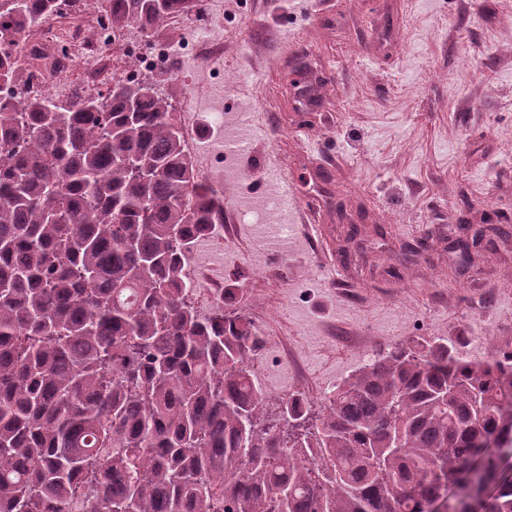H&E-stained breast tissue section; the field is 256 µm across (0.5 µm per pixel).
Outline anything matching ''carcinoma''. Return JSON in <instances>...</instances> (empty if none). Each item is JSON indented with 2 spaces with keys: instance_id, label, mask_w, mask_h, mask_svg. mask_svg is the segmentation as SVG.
I'll use <instances>...</instances> for the list:
<instances>
[{
  "instance_id": "carcinoma-1",
  "label": "carcinoma",
  "mask_w": 512,
  "mask_h": 512,
  "mask_svg": "<svg viewBox=\"0 0 512 512\" xmlns=\"http://www.w3.org/2000/svg\"><path fill=\"white\" fill-rule=\"evenodd\" d=\"M82 2L0 0V512H512L511 348L390 344L267 408L240 289L203 314L186 275L222 191L158 81L26 86L23 35ZM98 2L149 37L197 0Z\"/></svg>"
}]
</instances>
